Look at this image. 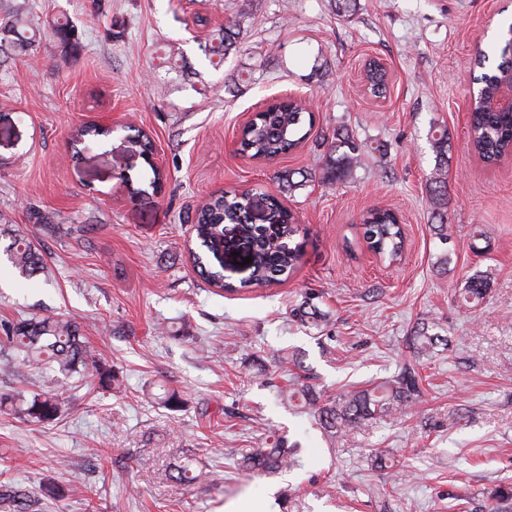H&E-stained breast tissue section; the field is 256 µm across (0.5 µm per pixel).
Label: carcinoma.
<instances>
[{
  "mask_svg": "<svg viewBox=\"0 0 512 512\" xmlns=\"http://www.w3.org/2000/svg\"><path fill=\"white\" fill-rule=\"evenodd\" d=\"M54 32L64 45L76 46L77 32L70 23H58ZM0 33L12 35L19 47L31 45L25 36L21 19L0 24ZM240 26L235 20L224 23L219 30V45L213 53L225 58L236 45ZM480 74L474 105L469 112V143L471 149L488 165H494L512 154V112H491L484 101L492 97L501 82L512 78V38L494 54L484 52L475 60ZM314 113L303 112L295 103L281 101L258 112L243 128L240 150L253 158L274 159L296 149L309 136L313 127ZM435 172L429 190L436 205L439 224L435 226L441 243L450 241L448 234V202L445 169L448 167L450 142L448 129L439 127L433 135ZM365 149L349 131L338 128L334 142L323 161L322 179L338 182L353 177L354 169ZM307 170H284L278 174V192L293 193L314 181ZM269 208L278 216L286 231H295L296 219L284 208L273 193L263 194ZM232 224L239 234L253 244L250 254L249 274L243 285L264 287L282 281L296 268L300 251L289 248L272 239L273 233L262 224H252L242 201L236 194L224 192L198 209L194 218L197 250L193 258L205 279L226 292L237 291L236 286L224 281V225ZM363 238L370 250L384 257L395 259L404 248V234L395 213L388 209H370L362 216ZM7 257L19 272L32 276L42 269L43 259L34 244L25 236H9ZM488 294V281L473 277L465 282L460 297L466 304L477 305ZM293 317L303 324H315L325 317L306 297L291 310ZM431 327L421 323L409 337L413 359L402 364L395 376L374 383L366 388L353 389L334 399L322 400L320 394L299 373L302 362L283 355L297 372L281 394L288 402H301L300 408L317 407L321 428L335 435L357 420H387L407 414L413 401L422 393V382L416 358L428 354L434 347ZM0 358L17 362L35 370L52 383H62L73 375H79L86 383L98 389L110 388L115 380L112 367L104 364L87 346L80 324L64 316L28 318L19 321L0 322ZM10 406L15 415L27 422L49 423L62 412V402L52 391L31 392L30 397L0 396V408ZM282 437L273 440L268 448H256L242 458V466L251 471H278L294 465L293 452ZM28 492L18 484H0V502L13 512H25Z\"/></svg>",
  "mask_w": 512,
  "mask_h": 512,
  "instance_id": "cac0c4a2",
  "label": "carcinoma"
}]
</instances>
